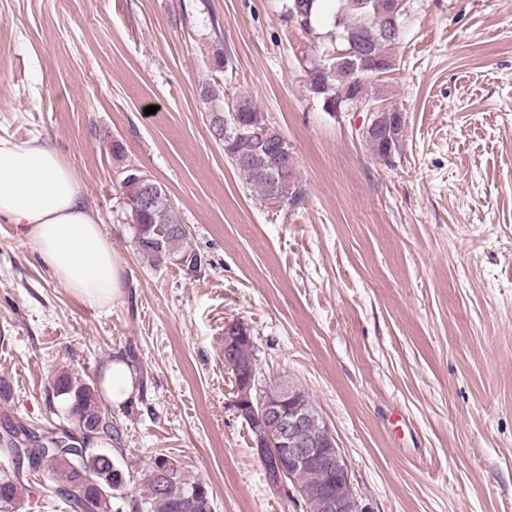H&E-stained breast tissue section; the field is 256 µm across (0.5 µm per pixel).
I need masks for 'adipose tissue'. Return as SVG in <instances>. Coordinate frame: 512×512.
I'll return each instance as SVG.
<instances>
[{
	"label": "adipose tissue",
	"instance_id": "1",
	"mask_svg": "<svg viewBox=\"0 0 512 512\" xmlns=\"http://www.w3.org/2000/svg\"><path fill=\"white\" fill-rule=\"evenodd\" d=\"M1 218L26 225L33 250L73 294L100 306L119 295L121 263L51 147L0 139Z\"/></svg>",
	"mask_w": 512,
	"mask_h": 512
}]
</instances>
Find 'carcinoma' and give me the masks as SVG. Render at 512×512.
<instances>
[{
  "label": "carcinoma",
  "mask_w": 512,
  "mask_h": 512,
  "mask_svg": "<svg viewBox=\"0 0 512 512\" xmlns=\"http://www.w3.org/2000/svg\"><path fill=\"white\" fill-rule=\"evenodd\" d=\"M322 0H288V16L300 30L312 34ZM332 28L319 34L330 43L333 51L321 54L306 70L309 92L323 102L328 112L345 111L346 106L368 101V82L376 75L386 74L396 66L394 44L395 24L391 19V0H337ZM220 90L214 86L202 89L201 99L211 106L210 131L224 148V155L245 180L248 190L270 203L290 204L303 193L295 172L294 158L283 154L282 144L288 138L270 126L248 96L231 101L220 100ZM236 113L241 130L224 137V119ZM123 204L127 224L133 231L137 252L154 265L174 260L189 269L201 263V257L191 248L190 234L174 211L170 198L145 209L138 201L137 183L123 184ZM232 371L236 384L249 378L254 365L253 343L243 341L231 347ZM53 396L63 402L60 431L66 435L84 436L95 427L96 435L107 445L121 441L112 413L103 405L98 387L73 376L58 374L53 382ZM35 431L8 416L0 421V507L18 508L23 491L24 470L20 467L21 452L35 441ZM162 461L154 460L144 475L142 496L129 499L128 507L137 512H215L213 499L206 484L187 475L179 467L162 479L153 476ZM38 469L57 479L62 487L72 491L63 497L72 501L77 512H112L108 492H117L124 484L126 473L119 462L109 463L104 457L81 458L67 451H57L41 457Z\"/></svg>",
  "instance_id": "1"
}]
</instances>
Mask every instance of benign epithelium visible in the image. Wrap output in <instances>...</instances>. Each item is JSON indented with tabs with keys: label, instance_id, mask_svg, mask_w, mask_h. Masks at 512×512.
<instances>
[{
	"label": "benign epithelium",
	"instance_id": "7a95c632",
	"mask_svg": "<svg viewBox=\"0 0 512 512\" xmlns=\"http://www.w3.org/2000/svg\"><path fill=\"white\" fill-rule=\"evenodd\" d=\"M349 111L365 113V120L360 126L363 136L380 135L394 116L392 109L387 106L355 103L349 107ZM279 385V400H265L258 395L253 397L246 387L239 392L234 404L237 414L263 416L274 424V431L255 442L270 481L281 485L297 470L318 467L336 476L340 482L350 480L348 463L341 450L335 447V434L329 433L332 450L325 451L315 445L309 438V428L318 419L317 412L300 399L302 392L297 385L288 381H281ZM321 494L326 512H371L359 500L344 499L330 487L321 490Z\"/></svg>",
	"mask_w": 512,
	"mask_h": 512
}]
</instances>
